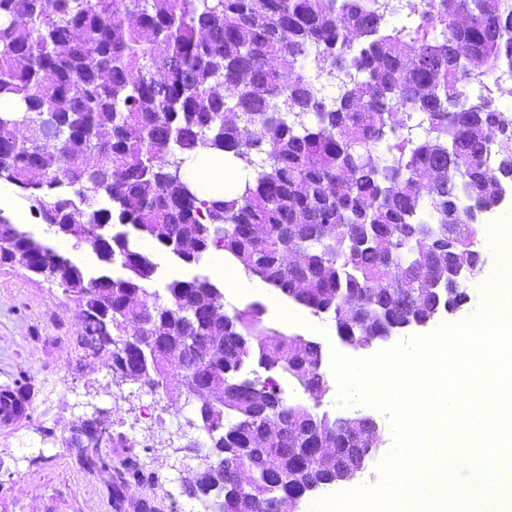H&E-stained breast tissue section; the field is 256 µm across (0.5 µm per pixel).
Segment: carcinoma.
Listing matches in <instances>:
<instances>
[{"label":"carcinoma","mask_w":512,"mask_h":512,"mask_svg":"<svg viewBox=\"0 0 512 512\" xmlns=\"http://www.w3.org/2000/svg\"><path fill=\"white\" fill-rule=\"evenodd\" d=\"M390 0H0V180L60 235L125 274L89 277L70 256L0 213V266L27 263L57 284L100 337L94 354L152 393L174 382L198 402L205 463L183 492L209 512H287L291 494L350 476L351 434L370 420L318 411L317 342L261 328L263 307L231 313L208 279L174 280L148 300L150 238L183 263L211 249L341 336H393L468 298L448 265L473 248L503 174L512 123L469 102L474 81L512 70V0H419L416 26ZM338 81L323 94L317 71ZM418 122L408 125L407 120ZM197 151L253 171L231 197L201 200L183 169ZM119 230H114V227ZM386 238L385 250L374 240ZM442 279L430 292L418 271ZM403 281L407 289L390 284ZM255 364L262 378L243 376ZM313 404L288 402L276 376ZM5 420L21 388L0 393ZM100 418L70 444L91 469ZM323 436L328 455L315 453Z\"/></svg>","instance_id":"1"}]
</instances>
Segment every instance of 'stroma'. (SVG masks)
<instances>
[{"mask_svg":"<svg viewBox=\"0 0 512 512\" xmlns=\"http://www.w3.org/2000/svg\"><path fill=\"white\" fill-rule=\"evenodd\" d=\"M208 277L216 286L223 278L204 263L187 265L163 252L149 291L164 293L173 279ZM264 284L225 293L226 310L259 303L265 329L288 336L300 328L282 322ZM79 307L57 285L37 277L20 265L0 266V390L24 387L26 409L19 416L0 420V512H191V498H168L160 487L166 476L182 478L198 467L184 450L188 441L201 438L196 427V404L178 391L154 394L139 384L108 372L102 361L80 339ZM331 330L323 340L321 370L328 390L321 409L330 417L368 416L379 426L382 443L367 466L351 482L320 487L306 493L299 512L313 503L343 493H356L382 485L383 462L396 446L394 416L360 395L350 404L338 403L340 382L333 370L334 355L351 360L372 359L412 338L404 331L371 348L356 350L335 337L336 324L328 315L317 318ZM104 415L113 435L133 440L130 448L104 444L102 453L114 462L133 458L144 477L131 481L122 504L111 495L109 472L87 468L69 439L83 421Z\"/></svg>","mask_w":512,"mask_h":512,"instance_id":"stroma-1","label":"stroma"}]
</instances>
